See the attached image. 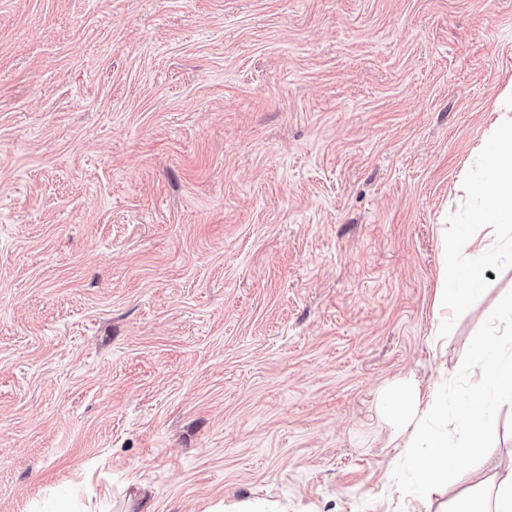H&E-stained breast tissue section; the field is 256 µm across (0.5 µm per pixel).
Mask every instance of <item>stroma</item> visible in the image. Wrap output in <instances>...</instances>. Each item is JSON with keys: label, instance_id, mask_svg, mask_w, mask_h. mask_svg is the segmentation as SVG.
Wrapping results in <instances>:
<instances>
[{"label": "stroma", "instance_id": "stroma-1", "mask_svg": "<svg viewBox=\"0 0 512 512\" xmlns=\"http://www.w3.org/2000/svg\"><path fill=\"white\" fill-rule=\"evenodd\" d=\"M511 84L512 0H0V512H441L382 399L465 447L512 260L433 301ZM389 403L393 408L394 418L399 425H410L420 413L426 414L436 408L434 400L421 395L416 385L404 384L389 395Z\"/></svg>", "mask_w": 512, "mask_h": 512}]
</instances>
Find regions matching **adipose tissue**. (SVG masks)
<instances>
[{"instance_id": "1", "label": "adipose tissue", "mask_w": 512, "mask_h": 512, "mask_svg": "<svg viewBox=\"0 0 512 512\" xmlns=\"http://www.w3.org/2000/svg\"><path fill=\"white\" fill-rule=\"evenodd\" d=\"M499 116L481 150L480 178H467L468 186L478 192L484 206L474 218L476 224L491 228L492 233L480 238L467 235L447 241L444 266L448 278L442 279L435 296L438 317H446L463 307L471 294L470 286L482 269L496 263L511 244L502 236V225L512 223V91H504L498 101ZM472 402L468 409L459 412L454 420L457 427L469 437L467 451L448 446L442 438L428 435V451L415 460L417 470L427 481L456 489V498L465 502V512H512V465L497 466L492 475V493L484 495L480 485L459 489L465 453L494 457L495 451L484 443L487 418L480 401L492 389L512 391V368L501 367L491 357L483 359L473 373ZM397 423L409 424L419 415L432 412L436 404L432 398L421 395L416 385L407 383L389 396Z\"/></svg>"}]
</instances>
